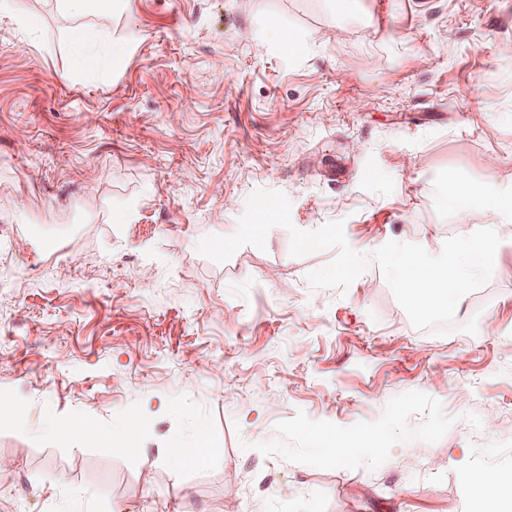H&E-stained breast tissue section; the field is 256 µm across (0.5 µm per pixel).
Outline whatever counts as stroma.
<instances>
[{
  "label": "stroma",
  "mask_w": 512,
  "mask_h": 512,
  "mask_svg": "<svg viewBox=\"0 0 512 512\" xmlns=\"http://www.w3.org/2000/svg\"><path fill=\"white\" fill-rule=\"evenodd\" d=\"M26 8L36 45L0 16V512H497L465 475L512 477V220L444 336L376 265L311 289L336 252L292 257L283 228L220 264L197 244L258 189L368 254L489 223L440 218L434 179L512 186V0H124L97 21L129 44L116 71L79 67L52 0ZM363 430L382 448L319 450ZM203 432L220 459L170 467Z\"/></svg>",
  "instance_id": "35a3bbf8"
}]
</instances>
